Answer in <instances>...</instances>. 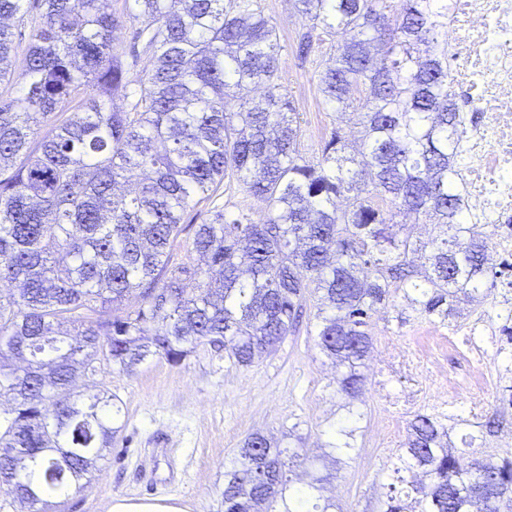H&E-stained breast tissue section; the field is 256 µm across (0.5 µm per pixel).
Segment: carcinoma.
Masks as SVG:
<instances>
[{
  "label": "carcinoma",
  "mask_w": 512,
  "mask_h": 512,
  "mask_svg": "<svg viewBox=\"0 0 512 512\" xmlns=\"http://www.w3.org/2000/svg\"><path fill=\"white\" fill-rule=\"evenodd\" d=\"M25 2L0 0V84L13 80L11 22L28 24ZM128 3L134 43L152 59L141 75L128 77L112 52V0H41L20 92L0 96V283L16 290L0 298V397L11 401L0 411V485L24 512L80 491L121 431L112 396L75 391L100 354L132 373L210 344L247 366L296 330L310 294L307 333L342 368L337 391L353 402L368 320L392 295L445 320L455 298L488 291L489 225L464 223L457 189L448 0H294L299 16L341 37L319 90L362 129L357 149L332 132L315 164L279 83L277 28L254 0ZM226 178L265 204L264 219L215 208L195 226L196 262H175L184 215ZM402 213L440 234L421 242ZM360 419L349 407L303 482L292 477L305 463L297 452L251 434L224 470V512H336L321 492ZM469 438L464 456L443 423L416 416L400 461L422 479L409 502L391 496L382 512H512V457L480 461Z\"/></svg>",
  "instance_id": "1"
}]
</instances>
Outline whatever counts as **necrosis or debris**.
Wrapping results in <instances>:
<instances>
[{
    "instance_id": "4bbe7bcc",
    "label": "necrosis or debris",
    "mask_w": 512,
    "mask_h": 512,
    "mask_svg": "<svg viewBox=\"0 0 512 512\" xmlns=\"http://www.w3.org/2000/svg\"><path fill=\"white\" fill-rule=\"evenodd\" d=\"M448 47L457 61L448 85L469 99L474 117L464 122L461 186L467 221L494 230L497 259L512 255V0H448ZM480 320H466L433 347L389 355L386 365L407 374L409 406L425 402L432 387L447 389L469 416L481 409L480 379L452 375L444 351L466 349L495 360L506 350Z\"/></svg>"
}]
</instances>
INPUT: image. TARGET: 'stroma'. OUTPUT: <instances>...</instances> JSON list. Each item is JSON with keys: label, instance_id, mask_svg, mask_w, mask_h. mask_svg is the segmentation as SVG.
Returning <instances> with one entry per match:
<instances>
[{"label": "stroma", "instance_id": "stroma-1", "mask_svg": "<svg viewBox=\"0 0 512 512\" xmlns=\"http://www.w3.org/2000/svg\"><path fill=\"white\" fill-rule=\"evenodd\" d=\"M277 27L281 46L280 82L299 114L304 136L301 151L317 162L322 141L341 124L318 90V74L336 36L299 58L297 39L304 23L293 0H258ZM401 300L373 313L368 324L373 352L424 342L428 333L447 335L440 318L411 315L400 320ZM449 370L465 377L484 370L490 382L481 392L484 416L503 410L502 430L512 431V406L501 401L512 387V372L477 356H447ZM358 404L364 417L355 433L351 458L329 484L327 493L341 512H377L389 493L392 464L401 453L415 415L438 416L434 401L398 411L390 397L398 381H385L373 363ZM80 389L105 391L123 408L122 430L108 457L84 490L66 498L65 512H109L113 500L165 501L186 512H220L224 467L250 434L259 432L304 456L319 455L332 425L347 410L336 394V370L306 329L286 336L275 351L252 366L235 365L223 350L198 346L180 364L155 356L128 375L111 363L96 361L79 376ZM400 413L395 435H385L383 420Z\"/></svg>", "mask_w": 512, "mask_h": 512}]
</instances>
